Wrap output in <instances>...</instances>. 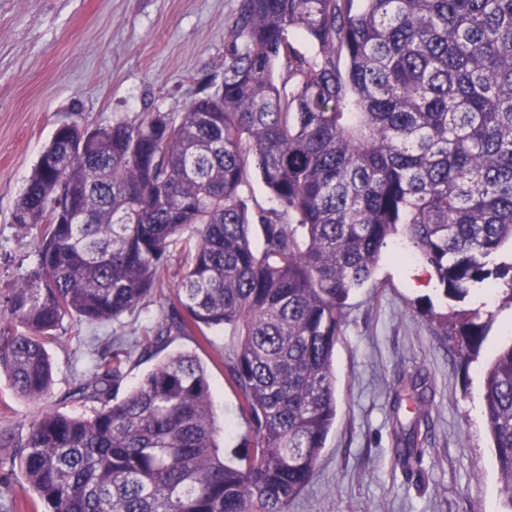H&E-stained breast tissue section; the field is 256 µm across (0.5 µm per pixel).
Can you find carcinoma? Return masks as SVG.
<instances>
[{"instance_id":"cac0c4a2","label":"carcinoma","mask_w":512,"mask_h":512,"mask_svg":"<svg viewBox=\"0 0 512 512\" xmlns=\"http://www.w3.org/2000/svg\"><path fill=\"white\" fill-rule=\"evenodd\" d=\"M353 2L239 0L224 75L202 79L184 111L55 130L12 212L40 226L36 263L0 297V374L18 396L48 399L47 345L64 319L133 312L169 248L181 240L187 254L157 325L67 394L92 414L49 407L28 426L11 466L42 512H288L336 421L346 301L400 233L445 294L492 289L512 305V0ZM278 64L297 78L289 94ZM251 164L279 208H249ZM485 314L440 316L467 359ZM226 328L238 341L224 367L253 433L230 458L218 436L232 424L216 420L196 355L166 357L118 396L133 356ZM482 402L512 512V343L486 369ZM395 436L398 461L422 453L414 428Z\"/></svg>"}]
</instances>
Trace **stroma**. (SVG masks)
<instances>
[{"label":"stroma","mask_w":512,"mask_h":512,"mask_svg":"<svg viewBox=\"0 0 512 512\" xmlns=\"http://www.w3.org/2000/svg\"><path fill=\"white\" fill-rule=\"evenodd\" d=\"M238 0H0V294L33 266L39 227L19 228L12 212L55 128L103 127L149 112L183 111L199 82L224 73V37ZM185 253L171 247L167 273L138 310L119 320L60 331L48 347L54 383L47 400L60 411L93 351L116 336L132 340L159 321L183 273ZM474 296H446L426 265L389 243L372 279L347 300L332 355L337 417L314 476L288 512H503L499 472L482 414L484 372L512 342V307L488 294L493 318L476 359L433 316L476 307ZM236 337L224 331L171 337L168 352L195 353L207 367L218 421L233 422L226 451L249 427L241 396L218 356ZM423 377L431 433L421 457L401 465L393 454L394 420L410 425L413 405L392 399L401 380ZM39 406L16 395L0 375V434L25 436Z\"/></svg>","instance_id":"obj_1"}]
</instances>
